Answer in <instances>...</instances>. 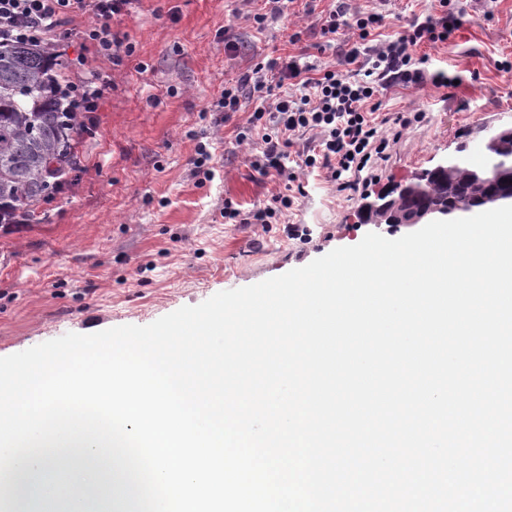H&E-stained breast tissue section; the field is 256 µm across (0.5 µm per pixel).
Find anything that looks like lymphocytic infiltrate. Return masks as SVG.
<instances>
[{
    "instance_id": "lymphocytic-infiltrate-1",
    "label": "lymphocytic infiltrate",
    "mask_w": 512,
    "mask_h": 512,
    "mask_svg": "<svg viewBox=\"0 0 512 512\" xmlns=\"http://www.w3.org/2000/svg\"><path fill=\"white\" fill-rule=\"evenodd\" d=\"M131 0H0V42L57 43L68 19L84 15L89 19L82 32L87 55L73 63L60 91L76 112L99 111L108 94L93 67L94 61L120 64L132 56V43L112 28L115 15L126 10ZM440 16L404 21L395 38L380 36L385 15L373 12L347 14L337 8L321 20V34L335 40L339 30L349 37L343 52L345 64L357 66L363 75L353 78L340 68L328 67L311 73L297 57L286 56L259 63L239 80L225 83L209 109L232 116L242 106L245 88L258 93L259 103L246 126L237 134L239 144L251 146L252 166L271 178L296 182L301 170L321 169L337 191L357 190L377 180L380 161L387 156L416 117L397 113L389 129H382L376 116L379 95L398 83L440 87L453 84L445 71H429L428 57H414L421 44L446 42L461 25V17L450 9L448 0H438ZM313 134L314 153H297L299 136Z\"/></svg>"
}]
</instances>
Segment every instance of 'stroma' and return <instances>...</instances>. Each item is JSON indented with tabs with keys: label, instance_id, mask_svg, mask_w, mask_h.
Returning <instances> with one entry per match:
<instances>
[{
	"label": "stroma",
	"instance_id": "1",
	"mask_svg": "<svg viewBox=\"0 0 512 512\" xmlns=\"http://www.w3.org/2000/svg\"><path fill=\"white\" fill-rule=\"evenodd\" d=\"M465 21L447 42L422 46L432 68L461 76L457 87L392 85L381 112H419L388 151L378 185L337 192L322 173H303L306 195L277 224H228L225 201L242 213L269 205L284 186L251 165L235 141L255 106L245 96L229 121L200 120L225 82L259 62L294 54L325 68L320 16L333 0H294L257 30L258 0H133L112 26L136 51L100 64L110 93L82 146L76 185L48 206L43 223L0 227V357L73 332L144 326L214 294L305 266L365 234L389 239L404 227L376 224L364 207L512 126V0H462ZM301 32L297 44L288 36ZM209 143L214 177L197 181L191 158ZM292 224L311 238H290Z\"/></svg>",
	"mask_w": 512,
	"mask_h": 512
}]
</instances>
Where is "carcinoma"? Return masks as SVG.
Instances as JSON below:
<instances>
[{
    "label": "carcinoma",
    "mask_w": 512,
    "mask_h": 512,
    "mask_svg": "<svg viewBox=\"0 0 512 512\" xmlns=\"http://www.w3.org/2000/svg\"><path fill=\"white\" fill-rule=\"evenodd\" d=\"M56 48L43 44L0 42V225L21 215L28 224L46 218L42 206L69 189L81 171L83 139L92 134V117L72 112L58 93L55 80L67 77L55 64ZM489 161L508 166L511 141L488 138ZM484 166L460 157L448 169L416 175L412 189L388 193V209L401 214L420 205L454 208L481 206L500 190L503 170L491 178Z\"/></svg>",
    "instance_id": "1"
}]
</instances>
